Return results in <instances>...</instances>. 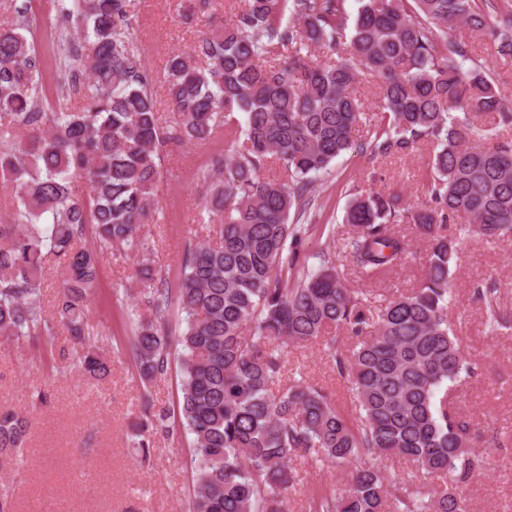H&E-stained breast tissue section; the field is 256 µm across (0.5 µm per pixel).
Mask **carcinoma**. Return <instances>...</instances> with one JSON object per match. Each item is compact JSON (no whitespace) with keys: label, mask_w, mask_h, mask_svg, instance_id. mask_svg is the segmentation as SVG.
I'll list each match as a JSON object with an SVG mask.
<instances>
[{"label":"carcinoma","mask_w":512,"mask_h":512,"mask_svg":"<svg viewBox=\"0 0 512 512\" xmlns=\"http://www.w3.org/2000/svg\"><path fill=\"white\" fill-rule=\"evenodd\" d=\"M411 1L410 8L406 2ZM232 22L168 57L162 79L145 65L134 36L132 0H53L68 73L56 99L42 100L34 16L21 4L0 23V179L12 210L0 221V344L66 328L79 350L75 369L105 379L111 360L86 321L88 295L104 254L141 257L134 278L141 306L130 308L128 345L139 378L165 376L180 356L178 416L191 435L188 512H291L288 490L308 469L345 468L348 490L312 495L305 512H469L464 487L488 456L471 426L448 407V387L477 371L448 321L459 244L512 238V127L490 68L467 33L479 32L512 58V0H241ZM210 0H177L185 19ZM335 59L321 63L315 52ZM278 57L273 65L266 59ZM378 81L381 104L364 112L356 86ZM174 121L160 120L155 86ZM370 170L430 143L427 197L349 188L352 233L343 251L365 281L397 266L410 230L429 241L423 284L394 294L375 313L343 282L333 257L299 261L311 229L315 184L354 144ZM224 132V150L202 172V209L216 242L186 247L175 281L149 257L142 235L160 219L161 153L206 144ZM459 225V231L449 224ZM92 229L97 248L82 245ZM63 279L53 314L42 306L44 259ZM499 284H477L488 331L512 319ZM184 324L172 338L169 315ZM352 339L339 342L330 330ZM319 346L348 384L359 412L342 415L304 378L285 379L290 347ZM278 389H273V386ZM133 432L150 453L147 427L170 429L171 412L144 400ZM28 417L0 409V473L13 470ZM411 464L389 475L386 456Z\"/></svg>","instance_id":"cac0c4a2"}]
</instances>
